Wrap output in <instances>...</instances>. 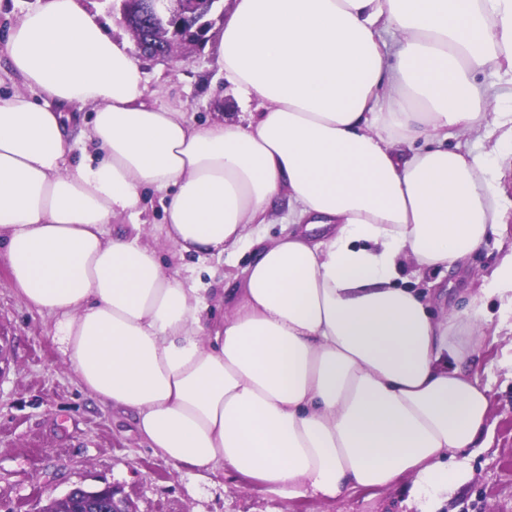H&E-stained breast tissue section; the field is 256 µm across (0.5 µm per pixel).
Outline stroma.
Returning a JSON list of instances; mask_svg holds the SVG:
<instances>
[{
  "instance_id": "stroma-1",
  "label": "stroma",
  "mask_w": 512,
  "mask_h": 512,
  "mask_svg": "<svg viewBox=\"0 0 512 512\" xmlns=\"http://www.w3.org/2000/svg\"><path fill=\"white\" fill-rule=\"evenodd\" d=\"M148 86L198 119L237 111L215 53L189 48L177 60L140 58ZM512 246V223L490 237L465 269L440 274L445 308L462 310L467 296ZM253 253L199 262L162 247L165 268L223 287L242 273ZM486 341L464 370L489 388L490 417L481 447L467 458V479L437 512H512V320L490 301ZM51 317L29 307L9 283L0 259V512H38L46 495L72 486L109 484L137 512H416L405 482L383 490L359 489L326 501L285 500L258 481L233 473L199 477L176 469L148 448L132 415L89 396L65 364L53 339Z\"/></svg>"
}]
</instances>
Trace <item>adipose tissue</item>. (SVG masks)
I'll return each instance as SVG.
<instances>
[{
    "mask_svg": "<svg viewBox=\"0 0 512 512\" xmlns=\"http://www.w3.org/2000/svg\"><path fill=\"white\" fill-rule=\"evenodd\" d=\"M209 45L245 120L200 122L150 91L130 42L80 0L11 21V286L54 318L82 389L177 469H228L286 500L408 478L419 512H436L488 420L461 365L488 297L512 315V249L462 315L399 279L463 268L505 223L512 109L487 108L512 101V0H231ZM151 192L165 201L155 235L140 220ZM283 205L295 231L260 242L238 287L160 261L164 244L233 255ZM123 219L131 231L112 232Z\"/></svg>",
    "mask_w": 512,
    "mask_h": 512,
    "instance_id": "obj_1",
    "label": "adipose tissue"
}]
</instances>
